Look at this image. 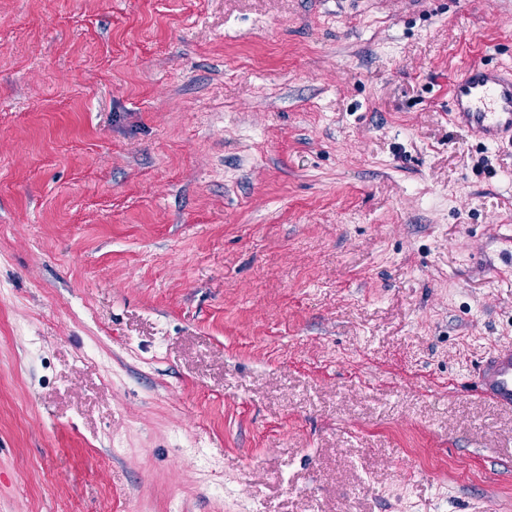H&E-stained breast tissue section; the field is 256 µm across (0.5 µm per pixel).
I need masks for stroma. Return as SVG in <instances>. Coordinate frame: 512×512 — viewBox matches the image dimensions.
Wrapping results in <instances>:
<instances>
[{"instance_id": "stroma-1", "label": "stroma", "mask_w": 512, "mask_h": 512, "mask_svg": "<svg viewBox=\"0 0 512 512\" xmlns=\"http://www.w3.org/2000/svg\"><path fill=\"white\" fill-rule=\"evenodd\" d=\"M512 0H0V512H512ZM453 124L466 129L486 144H496L505 135L512 139V66L489 67L471 60L450 87ZM479 395L506 409H512V348L494 349L481 363Z\"/></svg>"}]
</instances>
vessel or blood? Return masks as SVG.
I'll return each mask as SVG.
<instances>
[{
    "mask_svg": "<svg viewBox=\"0 0 512 512\" xmlns=\"http://www.w3.org/2000/svg\"><path fill=\"white\" fill-rule=\"evenodd\" d=\"M448 115L453 124L486 144L512 136V65L490 67L479 60L466 63L450 87ZM478 393L500 407L512 409L511 347L484 356Z\"/></svg>",
    "mask_w": 512,
    "mask_h": 512,
    "instance_id": "b4317fda",
    "label": "vessel or blood"
}]
</instances>
